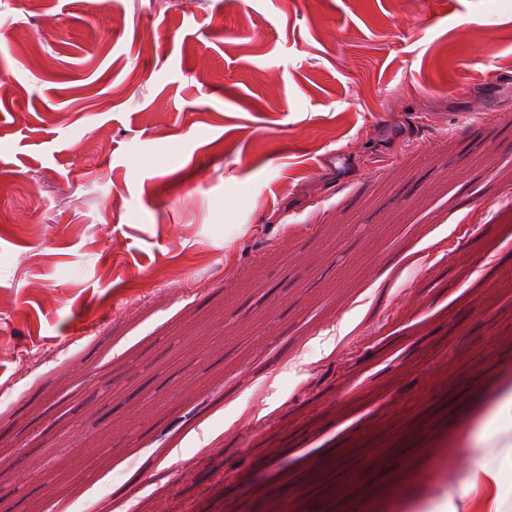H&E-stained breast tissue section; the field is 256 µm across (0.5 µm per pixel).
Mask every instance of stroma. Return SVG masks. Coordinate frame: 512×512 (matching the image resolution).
I'll use <instances>...</instances> for the list:
<instances>
[{"label":"stroma","instance_id":"35a3bbf8","mask_svg":"<svg viewBox=\"0 0 512 512\" xmlns=\"http://www.w3.org/2000/svg\"><path fill=\"white\" fill-rule=\"evenodd\" d=\"M0 79V512H512V0H0Z\"/></svg>","mask_w":512,"mask_h":512}]
</instances>
